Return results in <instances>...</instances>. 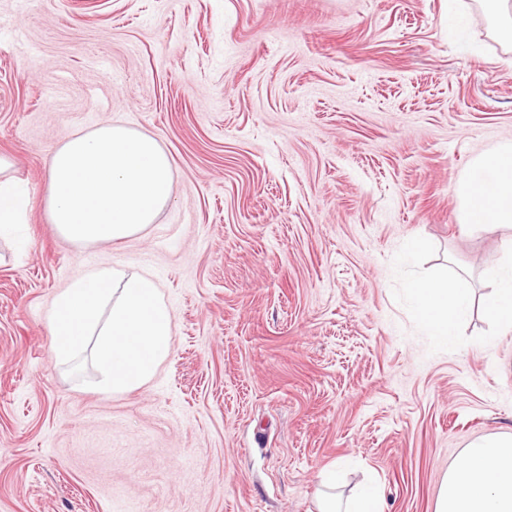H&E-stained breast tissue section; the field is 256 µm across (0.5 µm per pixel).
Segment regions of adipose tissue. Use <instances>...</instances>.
Masks as SVG:
<instances>
[{"instance_id": "ef3b65f1", "label": "adipose tissue", "mask_w": 512, "mask_h": 512, "mask_svg": "<svg viewBox=\"0 0 512 512\" xmlns=\"http://www.w3.org/2000/svg\"><path fill=\"white\" fill-rule=\"evenodd\" d=\"M0 156V237L26 224L30 196ZM172 162L158 140L122 125L103 124L72 135L51 154L45 204L50 224L73 243L132 238L155 223L172 199ZM462 221L492 231L512 224V142L477 156L458 183ZM486 316L512 331V266L500 270ZM415 312L431 335L454 343L472 304L466 276L417 282ZM56 358L68 360L93 344L100 391L122 394L149 382L170 355L172 322L155 283L139 272L91 268L54 299L47 314ZM336 471L322 474L316 512H383L373 490L340 506L330 489ZM435 512H512V434L473 441L449 468Z\"/></svg>"}]
</instances>
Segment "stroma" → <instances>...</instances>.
Returning a JSON list of instances; mask_svg holds the SVG:
<instances>
[{"label": "stroma", "mask_w": 512, "mask_h": 512, "mask_svg": "<svg viewBox=\"0 0 512 512\" xmlns=\"http://www.w3.org/2000/svg\"><path fill=\"white\" fill-rule=\"evenodd\" d=\"M465 2L0 0V155L31 199L0 239V512H314L335 463L341 496L435 512L467 446L512 433V332L481 305L512 229H463L457 192L512 141V48ZM104 123L159 141L172 202L87 260L46 164ZM103 265L149 272L173 322L117 395L46 320ZM455 273L475 303L446 346L408 284Z\"/></svg>", "instance_id": "35a3bbf8"}]
</instances>
